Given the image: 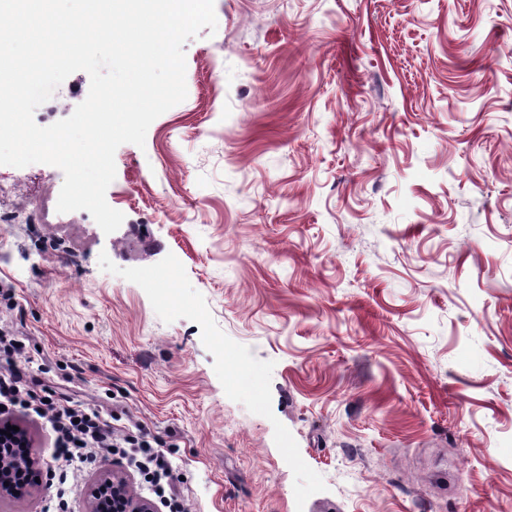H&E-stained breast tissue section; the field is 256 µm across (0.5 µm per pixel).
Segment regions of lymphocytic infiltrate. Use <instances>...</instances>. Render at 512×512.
<instances>
[{
    "label": "lymphocytic infiltrate",
    "mask_w": 512,
    "mask_h": 512,
    "mask_svg": "<svg viewBox=\"0 0 512 512\" xmlns=\"http://www.w3.org/2000/svg\"><path fill=\"white\" fill-rule=\"evenodd\" d=\"M25 349L22 337L0 328V421H16L23 416L47 420L58 458L68 466L96 463L101 448L119 457L125 456L127 449H137L139 469L149 476L155 496L168 499L171 512H183L181 504L171 498V463L147 434L117 438L111 422L99 410L57 397L53 383L24 380L18 360Z\"/></svg>",
    "instance_id": "lymphocytic-infiltrate-1"
}]
</instances>
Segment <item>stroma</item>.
<instances>
[{"instance_id": "1", "label": "stroma", "mask_w": 512, "mask_h": 512, "mask_svg": "<svg viewBox=\"0 0 512 512\" xmlns=\"http://www.w3.org/2000/svg\"><path fill=\"white\" fill-rule=\"evenodd\" d=\"M214 7L186 99L115 152V232L57 212L58 167L0 165V319L162 440L188 512H512V0ZM28 429L0 512L56 493ZM128 468L71 474V512Z\"/></svg>"}]
</instances>
